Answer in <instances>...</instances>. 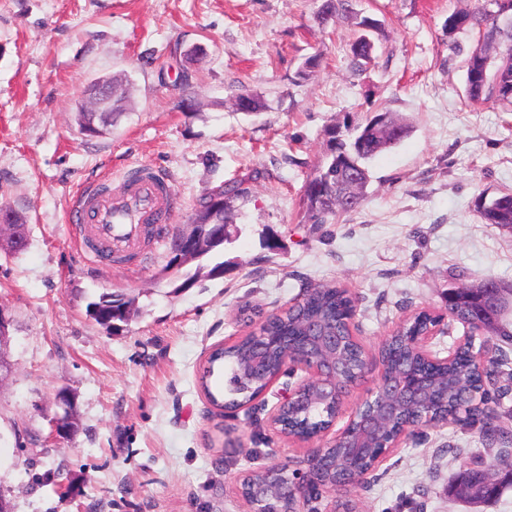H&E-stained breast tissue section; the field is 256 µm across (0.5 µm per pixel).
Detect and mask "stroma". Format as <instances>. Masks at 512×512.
I'll use <instances>...</instances> for the list:
<instances>
[{
	"mask_svg": "<svg viewBox=\"0 0 512 512\" xmlns=\"http://www.w3.org/2000/svg\"><path fill=\"white\" fill-rule=\"evenodd\" d=\"M320 0H0V208L19 213L28 244L0 251V496L12 512H249L239 479L295 465L304 445L273 433L271 407L299 376L274 381L250 409L212 415L199 387L211 348L248 331L245 303L271 313L304 287L336 282L356 298L353 331L377 356L412 312L445 306L449 289L512 284V235L481 223L482 197L512 191V112L473 105L464 61L476 41L451 13L473 0H354L378 22L372 60L349 66L351 18H318ZM319 63L300 70L310 56ZM128 77L126 111L88 137L73 120L85 87ZM261 96L235 111L230 87ZM196 113L181 110L184 98ZM388 111L412 130L371 162L360 208L335 224L303 221V186L327 152L324 130ZM154 169L178 199L170 232L226 183L235 201L223 277L180 288L165 245L128 265L81 253L67 211L79 187L119 190ZM104 293L137 311L107 330L86 313ZM76 431L59 438L60 389ZM493 466L477 428L424 427L364 483L316 506L357 512H472L450 498L461 465Z\"/></svg>",
	"mask_w": 512,
	"mask_h": 512,
	"instance_id": "obj_1",
	"label": "stroma"
}]
</instances>
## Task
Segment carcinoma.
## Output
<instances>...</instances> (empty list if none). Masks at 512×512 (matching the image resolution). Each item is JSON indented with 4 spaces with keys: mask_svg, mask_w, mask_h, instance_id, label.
Segmentation results:
<instances>
[{
    "mask_svg": "<svg viewBox=\"0 0 512 512\" xmlns=\"http://www.w3.org/2000/svg\"><path fill=\"white\" fill-rule=\"evenodd\" d=\"M339 16L357 17L352 0H322L318 11L321 22L327 23ZM447 28L450 36L467 30H475L478 34L477 44L464 64L467 100L512 107V20L502 23L486 5L479 4L471 11L450 14ZM372 52L373 44L369 38L363 33L357 36L350 44L351 67L361 70L371 60ZM126 98V85L120 80H112V111L78 112L76 120L79 126L90 136L100 135L105 127L115 123L122 115ZM229 102L239 112H257L263 107L260 98L243 86L230 89ZM325 134L329 151L304 186L306 222L309 224H336L341 214L357 209L366 199L371 182L370 160L398 142V139L389 138L372 128L370 120L355 127L349 124L334 125L327 128ZM351 166L355 167L359 176V196L352 202L339 204L336 202V177ZM246 194L247 191L238 185L224 188V207L218 211L210 204L209 196H202L193 223H228L233 202ZM478 217L483 224L511 230L512 193L502 192L484 199L478 208ZM204 258L211 263L208 276H224V242H215ZM447 302L452 309L453 319L464 324L477 315L480 299L478 291L472 288H450ZM132 305V301L121 295L104 293L88 303L87 314L97 324L110 330L114 322L131 319ZM354 312L353 298L345 288L322 284L307 289L297 304L267 317L264 325L266 345L260 364H255L256 349L247 335L210 354L201 381L207 400L215 407L241 408L248 405L285 365L288 349L308 343L310 323L318 322L328 332L336 331L342 335L343 326L353 318ZM429 320L428 315L420 314L407 322L391 337L385 351L391 357L404 360L402 365L391 366V376L399 377L409 369L425 375L435 383L441 410L448 412V417L452 418L462 412L464 399L461 391L477 388L480 374L466 349L447 362L433 363L416 350L406 347L407 336L413 331L424 330ZM226 369L230 372L227 385L211 386V378ZM310 394L312 406L303 411H291L285 419L288 433L294 436H308L329 421L327 404L317 400V388L310 387ZM485 441L490 447L500 445L497 455L500 463L512 461V453H508V448L512 447V429L507 423H502L498 429L486 435ZM324 454V476L330 484L348 468L364 470L369 466V460H348L336 448H327ZM485 472L486 469L480 466L461 467L453 484L448 486V493H456V484L464 483L477 489V494L465 498L467 503L488 504L496 500L500 492L492 491V486L485 483Z\"/></svg>",
    "mask_w": 512,
    "mask_h": 512,
    "instance_id": "1",
    "label": "carcinoma"
}]
</instances>
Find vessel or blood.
Instances as JSON below:
<instances>
[{"instance_id": "obj_1", "label": "vessel or blood", "mask_w": 512, "mask_h": 512, "mask_svg": "<svg viewBox=\"0 0 512 512\" xmlns=\"http://www.w3.org/2000/svg\"><path fill=\"white\" fill-rule=\"evenodd\" d=\"M175 204L166 185L149 171L127 181L118 195L83 187L73 199L68 221L77 246L96 262L108 263L113 255L140 248L144 225L170 224Z\"/></svg>"}]
</instances>
